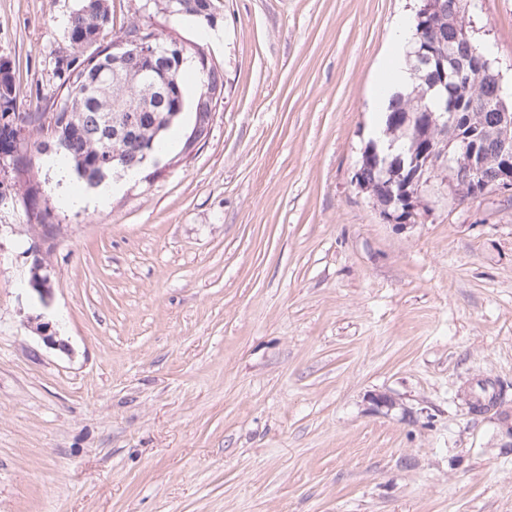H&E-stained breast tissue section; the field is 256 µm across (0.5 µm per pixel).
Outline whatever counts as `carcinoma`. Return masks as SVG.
Wrapping results in <instances>:
<instances>
[{"label": "carcinoma", "mask_w": 512, "mask_h": 512, "mask_svg": "<svg viewBox=\"0 0 512 512\" xmlns=\"http://www.w3.org/2000/svg\"><path fill=\"white\" fill-rule=\"evenodd\" d=\"M448 11L440 17L427 14L424 5H418L413 17L415 30L421 35L413 44L412 63L429 58L428 65L415 71V85L410 92L389 96L384 112V126L388 142L399 147H414L422 153H440L448 149V141L432 137L429 125L418 117L430 99L461 114L462 123L457 136L469 142L476 154L486 161V173L493 175L497 166L495 145L492 140L490 113L476 114L466 84L477 81L485 95L491 94V81L497 71L485 49L472 41L462 21L460 0H442ZM454 13L457 26L448 25V13ZM112 25L110 6L106 0H79V4L66 20L67 38L71 54L55 63L61 94L49 97V107L35 103L20 112L19 91L9 63L0 62V154L17 151L18 120L31 115L56 113L55 120L45 128V138L54 143L59 154L68 162L69 170L88 187L97 186L108 174L118 168L142 169L153 155L162 150L168 131L178 125L184 114L191 118L190 129L205 135L204 113L208 112L204 98L206 88L224 87V77L215 68H203L196 51L187 48L182 60L172 59L159 68L157 82L140 89V99L149 102L144 112L126 111L113 105L112 96L101 86L99 74L112 71V42L106 41ZM477 56H484L483 72L471 70L472 59L460 53L464 44ZM84 66L85 78L81 84H68L72 72ZM191 71L196 87L189 90L183 75ZM387 152L369 146L362 155L361 178L367 183L368 193L379 204L394 212L405 206L404 198L392 196L387 184L403 181V175L383 161ZM444 175L448 186L458 199L464 201L479 197L476 191L461 187L456 175L448 168H426L421 172L422 184ZM13 189L21 194L27 223L49 224L51 212L39 204L41 188L30 175L28 165L16 169Z\"/></svg>", "instance_id": "carcinoma-1"}]
</instances>
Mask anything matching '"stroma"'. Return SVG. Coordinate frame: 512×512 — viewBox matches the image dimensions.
<instances>
[{"mask_svg":"<svg viewBox=\"0 0 512 512\" xmlns=\"http://www.w3.org/2000/svg\"><path fill=\"white\" fill-rule=\"evenodd\" d=\"M224 76L208 137L103 208L26 158L63 227L29 284L0 203V512H512V196L386 221L354 181L413 0H214L216 21L109 0ZM77 0H0V61L52 94ZM464 22L512 82V0ZM52 323L51 346L27 323ZM502 410L469 413L478 380ZM385 393L393 407L375 408Z\"/></svg>","mask_w":512,"mask_h":512,"instance_id":"1","label":"stroma"}]
</instances>
